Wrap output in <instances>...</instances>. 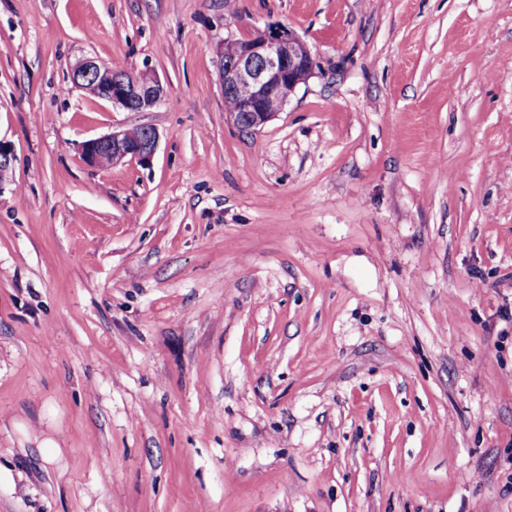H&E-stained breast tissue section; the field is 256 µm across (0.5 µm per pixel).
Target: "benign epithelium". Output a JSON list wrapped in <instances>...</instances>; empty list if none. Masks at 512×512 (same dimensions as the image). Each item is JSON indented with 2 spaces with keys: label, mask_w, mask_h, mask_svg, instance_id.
<instances>
[{
  "label": "benign epithelium",
  "mask_w": 512,
  "mask_h": 512,
  "mask_svg": "<svg viewBox=\"0 0 512 512\" xmlns=\"http://www.w3.org/2000/svg\"><path fill=\"white\" fill-rule=\"evenodd\" d=\"M216 55L224 93L247 89L230 113L234 124L245 130L261 127L277 116L288 102V97L282 96L283 89L294 91L313 71L307 45L282 25L267 27L256 39L226 38ZM71 80L92 97L129 112H150L162 98L160 81L147 68L114 76L112 67L94 58H82L72 67ZM273 99L279 101L276 110L268 108V101ZM140 129L138 135L125 129L85 141L81 146L85 163L91 167L110 166L125 159L150 163L158 133L150 125Z\"/></svg>",
  "instance_id": "benign-epithelium-1"
}]
</instances>
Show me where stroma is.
<instances>
[{
  "label": "stroma",
  "mask_w": 512,
  "mask_h": 512,
  "mask_svg": "<svg viewBox=\"0 0 512 512\" xmlns=\"http://www.w3.org/2000/svg\"><path fill=\"white\" fill-rule=\"evenodd\" d=\"M271 24L313 71L244 130ZM0 145V512H512V0H0ZM218 76L225 94L242 88L241 97L224 96L225 112L241 129L254 130L277 116L288 102L289 94L306 82L313 71L307 45L291 30L269 26L257 39H224L216 51ZM287 96H282V91ZM277 99L278 109L268 108ZM236 107V110H235ZM235 110V111H234ZM94 58L78 60L71 70L72 83L94 98L108 101L112 106L129 112L152 111L162 98V86L150 69L127 71ZM139 128L140 135H135L131 128L85 141L81 146L85 163L91 167H103L128 159L149 164L157 147L158 133L150 125Z\"/></svg>",
  "instance_id": "stroma-1"
}]
</instances>
